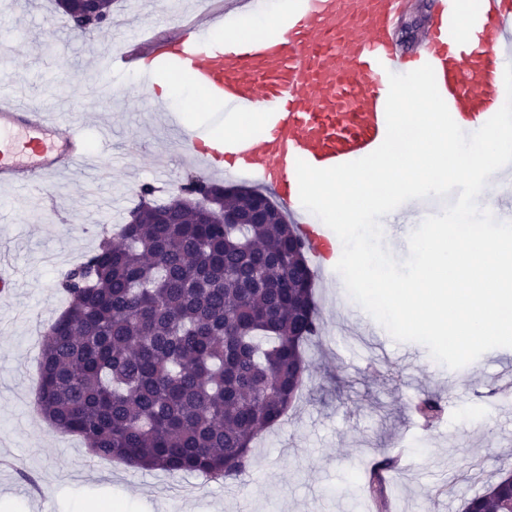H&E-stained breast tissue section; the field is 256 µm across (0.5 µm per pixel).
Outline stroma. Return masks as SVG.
Masks as SVG:
<instances>
[{
	"label": "stroma",
	"instance_id": "obj_1",
	"mask_svg": "<svg viewBox=\"0 0 512 512\" xmlns=\"http://www.w3.org/2000/svg\"><path fill=\"white\" fill-rule=\"evenodd\" d=\"M165 0H115L112 25L74 30L51 0H0V74L29 106L53 113L70 96L88 123L101 158L117 165L98 191L64 176L41 199L0 187V260L17 272L13 293L0 297V512H89L109 501L113 512H373L364 495L372 463L409 443L413 451L387 482L392 512H462L465 498L499 471L512 470V400L499 376L512 370V348L453 370L416 342L382 334L374 356L359 335L372 317L351 297L337 299L336 281L319 277L322 332L306 349L309 367L300 399L285 421L264 432L241 479L203 484L194 473L145 470L91 455L79 437L54 431L33 408L40 336L65 308L57 282L93 251L101 235H117L137 203L135 187L168 181L175 192L200 168L163 136L162 124L137 75L123 76L126 95L101 99L81 67L121 35L140 27L178 25ZM153 144L141 156L129 140ZM445 200L405 203L382 218L385 244L396 259L408 255V236L441 213ZM434 393L442 412L434 424L411 398ZM479 403L483 425L461 412Z\"/></svg>",
	"mask_w": 512,
	"mask_h": 512
}]
</instances>
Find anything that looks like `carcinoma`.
<instances>
[{"instance_id": "obj_1", "label": "carcinoma", "mask_w": 512, "mask_h": 512, "mask_svg": "<svg viewBox=\"0 0 512 512\" xmlns=\"http://www.w3.org/2000/svg\"><path fill=\"white\" fill-rule=\"evenodd\" d=\"M216 210L272 207L265 224H202L174 199L140 202L122 243L104 238L58 281L67 306L44 336L35 411L98 458L234 480L252 443L300 396L304 346L320 333L299 225L258 188L187 175ZM430 420L440 400L425 394ZM367 493L378 509L379 480ZM463 512H512V473Z\"/></svg>"}]
</instances>
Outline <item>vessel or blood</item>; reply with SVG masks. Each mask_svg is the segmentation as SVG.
Instances as JSON below:
<instances>
[{"label":"vessel or blood","instance_id":"obj_1","mask_svg":"<svg viewBox=\"0 0 512 512\" xmlns=\"http://www.w3.org/2000/svg\"><path fill=\"white\" fill-rule=\"evenodd\" d=\"M412 0H288L280 15L282 35L231 45L215 40L213 10L175 34L128 39L113 52L90 59L96 83L108 95L125 94L117 69L139 70L146 57L189 72L197 86L223 105L219 121L241 112H262L258 133L206 144L166 113L175 142L208 169L268 184L290 212L302 211L297 160L330 168L376 150L387 131L390 73L423 65L434 70L438 91L460 128L483 125L506 96L504 71L512 63V0H479L461 15L459 0H434L427 28L415 50L398 32ZM98 177L84 125L61 126L19 97L0 94V185L29 192L51 177L71 172ZM301 233L317 267L333 254L336 234L304 223Z\"/></svg>","mask_w":512,"mask_h":512}]
</instances>
